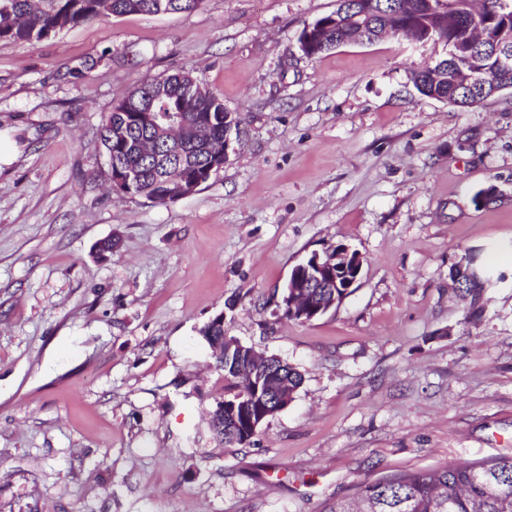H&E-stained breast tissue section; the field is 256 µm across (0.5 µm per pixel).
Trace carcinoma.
<instances>
[{
    "instance_id": "cac0c4a2",
    "label": "carcinoma",
    "mask_w": 512,
    "mask_h": 512,
    "mask_svg": "<svg viewBox=\"0 0 512 512\" xmlns=\"http://www.w3.org/2000/svg\"><path fill=\"white\" fill-rule=\"evenodd\" d=\"M179 2L181 10L200 7L205 0H0V39L42 40L76 26L107 16L166 14ZM472 0H456L457 8L433 15L431 26L437 39L454 47V52L435 64H425L414 72V87L427 97H448V102L472 106L485 100L477 86H461L454 74L461 68L481 73L494 62V33L499 26H512V9L505 12L500 0H484L476 16L485 34L475 43L468 31ZM420 0H372V12L361 31L364 41L382 35L406 36L414 32L422 39L428 26L420 15ZM352 35L336 24L325 34V42L299 41L303 54L314 59ZM194 76L178 72L164 77L165 97L153 111L181 112L186 127L175 132L161 119L155 125H141L134 120L137 107L146 97V82L136 85L118 106L102 119L100 140L108 159L110 175L132 174L126 190L130 197H144L157 204L166 203L172 179L203 185L210 179L211 162L204 147L224 140V134L238 129L239 120L224 110V103L210 93L196 95L191 88ZM125 128L126 139L115 138V131ZM200 335L216 353V365L224 371V397L216 402L209 417V430L221 443L242 445L241 436L226 431L220 415L221 405L238 395L234 369L245 364L246 356L227 355L218 342L225 336L224 322L212 318L200 329ZM357 503L340 501L326 512H512V457H499L472 463H458L418 469L391 477L366 481L357 487Z\"/></svg>"
}]
</instances>
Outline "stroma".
Here are the masks:
<instances>
[{"label": "stroma", "instance_id": "35a3bbf8", "mask_svg": "<svg viewBox=\"0 0 512 512\" xmlns=\"http://www.w3.org/2000/svg\"><path fill=\"white\" fill-rule=\"evenodd\" d=\"M336 8L206 0L0 40V512H325L512 456V93L419 94L445 51L402 37L307 59L302 29ZM182 70L240 119L223 168L166 205L114 193L103 115ZM339 243L366 259L353 294L283 318L292 268ZM469 249L505 277L478 301L450 276ZM218 314L304 378L246 447L208 428Z\"/></svg>", "mask_w": 512, "mask_h": 512}]
</instances>
